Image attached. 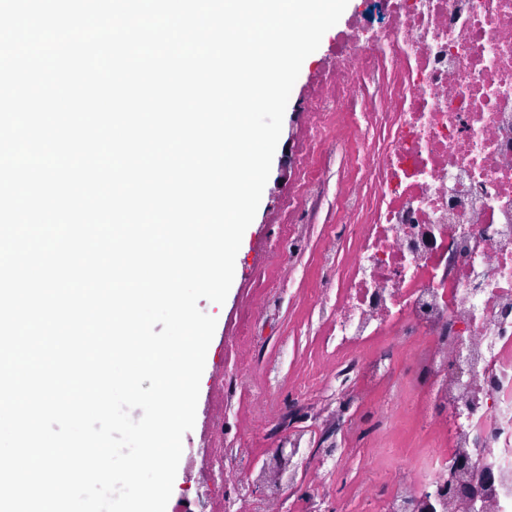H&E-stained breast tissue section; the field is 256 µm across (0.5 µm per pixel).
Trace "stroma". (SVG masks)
I'll use <instances>...</instances> for the list:
<instances>
[{"label":"stroma","instance_id":"1","mask_svg":"<svg viewBox=\"0 0 512 512\" xmlns=\"http://www.w3.org/2000/svg\"><path fill=\"white\" fill-rule=\"evenodd\" d=\"M364 9V0H348V5L336 27L323 36L319 48L303 62L285 111L277 154H290L288 169L272 164L269 179L262 193L255 218L246 229L235 259L234 279L224 304L216 305L200 300L199 308L217 319L213 339L208 347L193 429L183 437L182 459L173 484L172 496L166 512H199L201 503L192 488L193 483L205 482L204 459L214 446L212 420L224 404L227 374L232 364L224 352L231 336L235 335L240 315L249 300H257L254 340L248 357L262 361L256 369L253 383L256 388L273 386L282 401H290L293 383L316 351V340L321 324L307 300L306 293L317 278L315 259L335 227L336 191L344 181L348 169L343 155L329 157L323 168V178L329 192L315 223L306 227L304 240L297 247L288 243V212L283 203L295 185L300 168L308 121L307 109L317 87L319 70L327 64L336 50L339 30ZM266 270L275 278L278 289L270 294H259L255 276ZM344 390L339 383L330 382L313 396L320 413L319 428L326 437L320 441L301 442L296 462L317 459L319 448L346 443L352 449L341 468H328L327 494L323 498V512L349 502H356L358 486H372L375 500L356 502L357 512H380L381 500L387 488L381 472L364 450L371 447L379 435V426L371 406L358 413L342 408ZM254 411L249 403L233 407L224 418L222 434L224 445L236 447L242 435H249L255 455H262L278 434L259 430L253 425Z\"/></svg>","mask_w":512,"mask_h":512}]
</instances>
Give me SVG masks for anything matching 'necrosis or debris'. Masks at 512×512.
<instances>
[{
    "label": "necrosis or debris",
    "mask_w": 512,
    "mask_h": 512,
    "mask_svg": "<svg viewBox=\"0 0 512 512\" xmlns=\"http://www.w3.org/2000/svg\"><path fill=\"white\" fill-rule=\"evenodd\" d=\"M373 2L376 24L356 18L323 74L288 193L298 240L324 160L345 154L354 177L310 291L319 357L293 407L268 390L253 401L287 425L333 379L389 426L414 397L431 462L394 472L384 512H412L423 484L451 479L512 512V0Z\"/></svg>",
    "instance_id": "necrosis-or-debris-1"
}]
</instances>
